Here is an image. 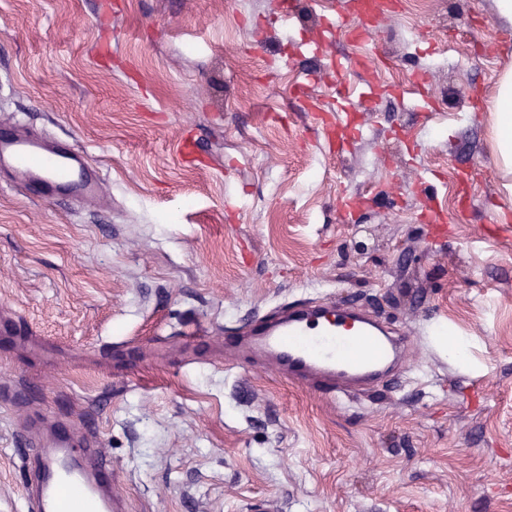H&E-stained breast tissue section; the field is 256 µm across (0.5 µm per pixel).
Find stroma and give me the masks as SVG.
Here are the masks:
<instances>
[{
    "label": "stroma",
    "mask_w": 512,
    "mask_h": 512,
    "mask_svg": "<svg viewBox=\"0 0 512 512\" xmlns=\"http://www.w3.org/2000/svg\"><path fill=\"white\" fill-rule=\"evenodd\" d=\"M350 2L295 0L287 25L278 0H0V128L100 175L99 198L50 202L0 171V309L22 324L0 335V512H26L27 440L58 423L126 512H512L488 112L512 24L494 0H394L356 46ZM344 109L366 123L338 152L313 116ZM351 300L406 343L344 401L224 342Z\"/></svg>",
    "instance_id": "stroma-1"
}]
</instances>
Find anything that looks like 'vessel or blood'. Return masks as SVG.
Here are the masks:
<instances>
[{
    "instance_id": "1",
    "label": "vessel or blood",
    "mask_w": 512,
    "mask_h": 512,
    "mask_svg": "<svg viewBox=\"0 0 512 512\" xmlns=\"http://www.w3.org/2000/svg\"><path fill=\"white\" fill-rule=\"evenodd\" d=\"M10 163L21 181L40 172L47 189L65 187L95 197L88 155L78 148L47 150L32 139L0 136V160ZM258 348L288 367L289 379L313 381L314 388L332 398L349 396L354 382L385 373L401 340L389 337L377 319L350 305L299 307L288 311L279 325L252 328ZM54 448L33 453L27 483V512H65L74 499L81 512H122L112 491V467L98 451L72 446L68 434Z\"/></svg>"
}]
</instances>
